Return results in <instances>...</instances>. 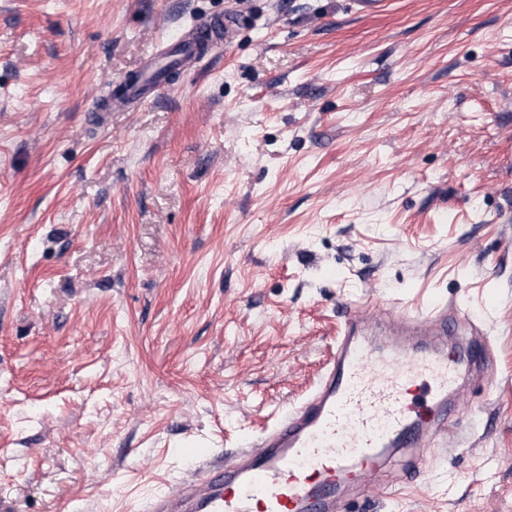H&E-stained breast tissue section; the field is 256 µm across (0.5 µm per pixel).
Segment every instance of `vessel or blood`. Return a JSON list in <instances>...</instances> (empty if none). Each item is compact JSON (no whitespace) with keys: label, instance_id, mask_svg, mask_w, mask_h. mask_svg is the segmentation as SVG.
<instances>
[{"label":"vessel or blood","instance_id":"1","mask_svg":"<svg viewBox=\"0 0 512 512\" xmlns=\"http://www.w3.org/2000/svg\"><path fill=\"white\" fill-rule=\"evenodd\" d=\"M194 40L162 50L147 75L190 63ZM351 307L320 386L249 447L214 458L196 476L153 496L146 512H336V498L368 474L386 470L400 450L421 451L448 434L458 392L456 366L479 370L485 350L449 353L459 320L442 304L399 318ZM427 380L426 401L409 386Z\"/></svg>","mask_w":512,"mask_h":512}]
</instances>
